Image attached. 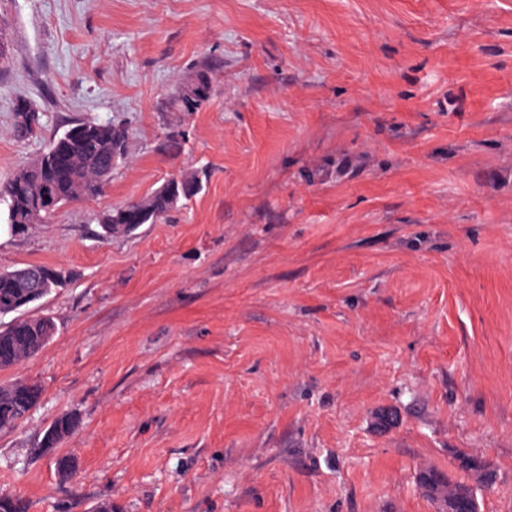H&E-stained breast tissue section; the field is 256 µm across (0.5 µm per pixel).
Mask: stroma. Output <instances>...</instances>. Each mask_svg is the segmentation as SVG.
I'll use <instances>...</instances> for the list:
<instances>
[{
  "label": "stroma",
  "instance_id": "obj_1",
  "mask_svg": "<svg viewBox=\"0 0 512 512\" xmlns=\"http://www.w3.org/2000/svg\"><path fill=\"white\" fill-rule=\"evenodd\" d=\"M200 71L210 100L168 111ZM76 121L125 125L131 157L19 234L0 199V270L67 275L34 309L56 336L0 371L43 389L0 433V497L437 512L416 473L464 451L495 466L481 512H512V0H0V182ZM24 101L17 104L15 109V131L19 137L27 138L33 136L40 129L39 113ZM202 174L205 176L202 170L183 173L178 180L167 182L146 198L130 200L102 212L97 217L101 229L99 235L103 240H108L115 234L130 233L140 224H155L163 220L182 200H190L199 193ZM79 425V418L74 413H64L56 417L46 429L41 440L40 449L58 448L62 441L70 436ZM48 431L51 437L46 439Z\"/></svg>",
  "mask_w": 512,
  "mask_h": 512
}]
</instances>
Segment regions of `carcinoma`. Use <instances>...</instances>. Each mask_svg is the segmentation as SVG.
Here are the masks:
<instances>
[{
    "label": "carcinoma",
    "instance_id": "cac0c4a2",
    "mask_svg": "<svg viewBox=\"0 0 512 512\" xmlns=\"http://www.w3.org/2000/svg\"><path fill=\"white\" fill-rule=\"evenodd\" d=\"M211 77L199 72L180 84L171 98L174 111L189 114L197 112L209 100ZM15 131L27 138L40 129L39 113L24 101L15 109ZM129 158V135L120 124L75 122L61 136L53 138L46 150L32 164L24 166L7 182L0 184V198L8 202V220L18 233L30 224H46L56 208L42 203L48 193L58 199V206L79 199H90L102 193L103 173H112L113 159ZM202 172L183 173L179 179L167 183L152 195L130 200L104 211L97 217L100 236L104 240L115 234L134 231L141 224H155L163 220L183 200L194 197L202 188ZM56 269L28 265L0 271V315L15 313L17 317L0 327V341L20 336L19 347L0 355V370H6L38 355L57 332L55 321L44 315L28 314L35 304L48 296L47 287ZM16 382L0 384V432L12 430L21 420L20 408L14 391ZM79 425L74 413L56 417L47 431L51 437L41 440L42 448H57ZM457 468L472 480H456L449 474L429 467L419 471L417 483L429 499L433 486L443 489L452 500L450 512H469L467 502L490 489L495 480V469L487 459L477 454L456 456Z\"/></svg>",
    "mask_w": 512,
    "mask_h": 512
}]
</instances>
